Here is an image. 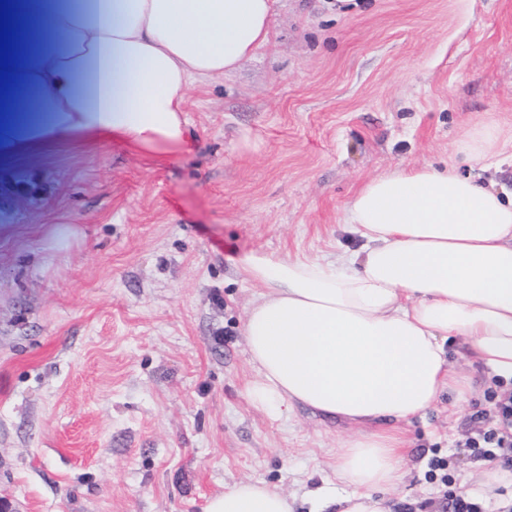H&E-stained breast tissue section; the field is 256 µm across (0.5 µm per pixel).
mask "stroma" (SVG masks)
I'll return each mask as SVG.
<instances>
[{
  "label": "stroma",
  "mask_w": 512,
  "mask_h": 512,
  "mask_svg": "<svg viewBox=\"0 0 512 512\" xmlns=\"http://www.w3.org/2000/svg\"><path fill=\"white\" fill-rule=\"evenodd\" d=\"M195 141L165 158L66 141L0 159V499L9 512H204L241 483L309 494L356 427L254 407L243 336L261 290L246 251L357 247L347 206L366 180L443 166L485 125L512 136V0H277L269 44L195 83ZM73 234L57 246L58 223ZM402 423L392 512H447L448 489L494 512L498 465L462 444L487 371ZM455 482L429 475L432 458Z\"/></svg>",
  "instance_id": "stroma-1"
}]
</instances>
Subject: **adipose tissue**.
Wrapping results in <instances>:
<instances>
[{
  "label": "adipose tissue",
  "instance_id": "obj_1",
  "mask_svg": "<svg viewBox=\"0 0 512 512\" xmlns=\"http://www.w3.org/2000/svg\"><path fill=\"white\" fill-rule=\"evenodd\" d=\"M275 0H20L16 81L0 111V156L22 135L54 143L117 140L163 157L187 144L190 86L238 71L267 45ZM51 18L38 22L39 12ZM361 245L335 258L249 251L241 273L262 290L244 336L251 403L278 419L295 406L360 426L336 453L317 512H391L402 442L368 425L424 413L442 389L470 383L446 354L512 379V191L422 165L365 181L346 211ZM205 512H293L259 483L208 500Z\"/></svg>",
  "mask_w": 512,
  "mask_h": 512
}]
</instances>
